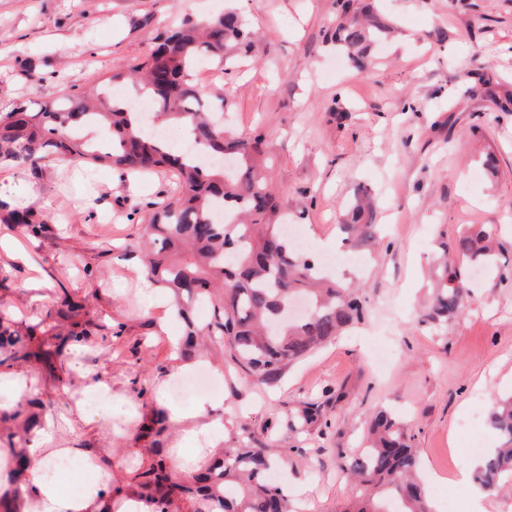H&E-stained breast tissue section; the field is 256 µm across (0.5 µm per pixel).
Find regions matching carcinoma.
<instances>
[{
    "mask_svg": "<svg viewBox=\"0 0 512 512\" xmlns=\"http://www.w3.org/2000/svg\"><path fill=\"white\" fill-rule=\"evenodd\" d=\"M391 30V22L371 3L354 0L336 17V46L346 51L358 70L373 62L372 46ZM255 41L243 17L233 9L195 23L188 18L166 26L151 54L126 71L112 74L117 88L133 76L153 103L152 119L172 120L188 127L181 149L155 136L148 120L127 102L104 96L93 87L63 102L34 108L19 104L0 112V164L24 168L51 156L106 165L123 176L160 170L175 179L177 192L149 201V216L141 240L127 246L138 254L145 275L174 303L185 324L179 360L195 357L197 346L227 351L229 366L265 384L287 365L307 356L323 343L363 319L354 289L323 275L313 254L300 252L282 231L284 214L279 197L265 176L270 150L264 136L242 137L224 125V97L213 96L193 80L201 61L226 73L252 56ZM238 157L235 170L224 169V152ZM376 202L366 191L355 193L340 230L353 248L371 244L378 232ZM49 216L0 201V223L21 224L39 236ZM492 231L471 224L456 241V253L471 263L488 264L493 256ZM309 303L307 316L281 322L279 315L294 297ZM469 288L451 263L439 267L426 319L448 320L464 310ZM204 302L209 320L199 323L193 309ZM85 304L66 295L58 318L70 321L41 330L42 339L19 336L10 320L0 317V368L10 370L33 362L67 357L92 342L94 333ZM54 411L36 387L9 411L0 412V512H17L15 499L31 492L21 476L33 466L32 449L16 448L24 434ZM163 409L152 411L155 440L150 464L137 469L136 497L149 512H296L288 489L271 484L276 464L265 448L243 439L211 454L198 472L177 478L166 465L160 436L166 430ZM497 445L481 457L474 481L486 493L512 486V395L490 414ZM414 436L402 421L385 410L370 421L367 445L344 461L346 471L362 488L352 512H433L425 484L417 475L419 461ZM101 475L99 494L112 488L113 462L95 461Z\"/></svg>",
    "mask_w": 512,
    "mask_h": 512,
    "instance_id": "carcinoma-1",
    "label": "carcinoma"
}]
</instances>
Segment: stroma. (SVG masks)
<instances>
[{
  "label": "stroma",
  "instance_id": "35a3bbf8",
  "mask_svg": "<svg viewBox=\"0 0 512 512\" xmlns=\"http://www.w3.org/2000/svg\"><path fill=\"white\" fill-rule=\"evenodd\" d=\"M231 5L256 32V55L238 73L207 70L196 81L224 95L236 133L264 134L289 223L318 257L340 255L329 272L355 288L363 319L263 385L209 363L221 380L206 393L219 436L197 438L195 400L156 399L180 374L172 343L181 326L160 314L166 296L143 293L139 262L124 252L143 232L146 202L170 192L168 174L123 178L53 159L2 167L0 199L52 219L37 237L0 224V314L23 334L63 295L80 297L112 344L47 370L0 373V395L17 402L32 382L55 400L61 383L76 395L87 374L102 375L109 407L62 406L55 445L112 454L124 489L151 461L138 426L158 404L188 414L171 443L201 457L247 425L284 457L279 482L306 512H341L356 498L341 458L358 452L371 416L387 408L414 436L434 512L466 502L450 478L472 442L494 445L489 413L512 392V110L499 108L512 99V0H380L396 32L363 73L329 39L336 0H0V112L84 91L143 59L166 22ZM361 190L380 200L383 238L347 254L337 225ZM470 224L492 230L496 255L467 271L460 317L425 320L442 246ZM312 403L322 416L307 426L299 416Z\"/></svg>",
  "mask_w": 512,
  "mask_h": 512
}]
</instances>
